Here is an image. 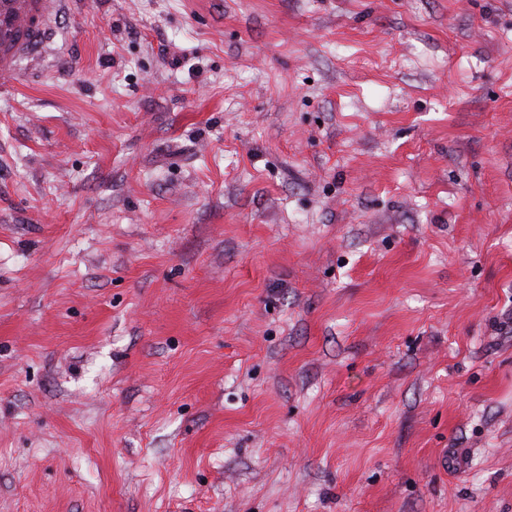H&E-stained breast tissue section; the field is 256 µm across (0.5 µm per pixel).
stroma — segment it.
<instances>
[{
    "label": "stroma",
    "mask_w": 512,
    "mask_h": 512,
    "mask_svg": "<svg viewBox=\"0 0 512 512\" xmlns=\"http://www.w3.org/2000/svg\"><path fill=\"white\" fill-rule=\"evenodd\" d=\"M0 95V512H512V0H75Z\"/></svg>",
    "instance_id": "35a3bbf8"
}]
</instances>
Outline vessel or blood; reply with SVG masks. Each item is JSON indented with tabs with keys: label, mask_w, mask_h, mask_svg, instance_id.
<instances>
[{
	"label": "vessel or blood",
	"mask_w": 512,
	"mask_h": 512,
	"mask_svg": "<svg viewBox=\"0 0 512 512\" xmlns=\"http://www.w3.org/2000/svg\"><path fill=\"white\" fill-rule=\"evenodd\" d=\"M67 0H0V78L16 75L20 57L38 58L56 35Z\"/></svg>",
	"instance_id": "vessel-or-blood-1"
}]
</instances>
